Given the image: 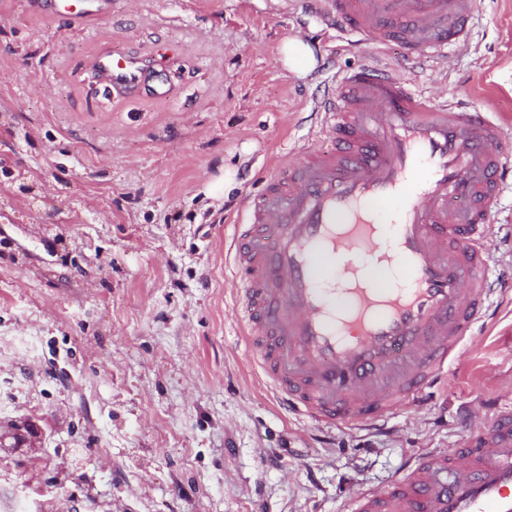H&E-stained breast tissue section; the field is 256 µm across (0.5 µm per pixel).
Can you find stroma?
<instances>
[{
    "instance_id": "obj_1",
    "label": "stroma",
    "mask_w": 512,
    "mask_h": 512,
    "mask_svg": "<svg viewBox=\"0 0 512 512\" xmlns=\"http://www.w3.org/2000/svg\"><path fill=\"white\" fill-rule=\"evenodd\" d=\"M477 2L447 69L386 52L512 142V0ZM291 36L312 71L284 67ZM113 50L170 97L110 94L91 65ZM363 62L303 0H112L79 29L0 0V432L21 438L0 446V512H351L354 485L463 443L464 406L512 405V294L427 412L378 429L309 428L248 358L227 227ZM227 166L236 188L206 199Z\"/></svg>"
}]
</instances>
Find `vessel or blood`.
Returning a JSON list of instances; mask_svg holds the SVG:
<instances>
[{"label":"vessel or blood","mask_w":512,"mask_h":512,"mask_svg":"<svg viewBox=\"0 0 512 512\" xmlns=\"http://www.w3.org/2000/svg\"><path fill=\"white\" fill-rule=\"evenodd\" d=\"M366 63L336 73L316 104L319 149L292 148L245 204L227 248L234 316L280 406L315 428L353 430L399 409L425 413L462 343L504 293L493 260L512 226L487 220L512 193V159L493 113L420 89L389 58L437 62L468 46L476 0H306ZM113 89L132 91L149 63L96 57ZM389 213L408 278L393 287L376 215ZM340 262L345 282L321 285ZM462 445L426 451L386 485L358 487L352 512H512V406L467 412Z\"/></svg>","instance_id":"obj_1"}]
</instances>
